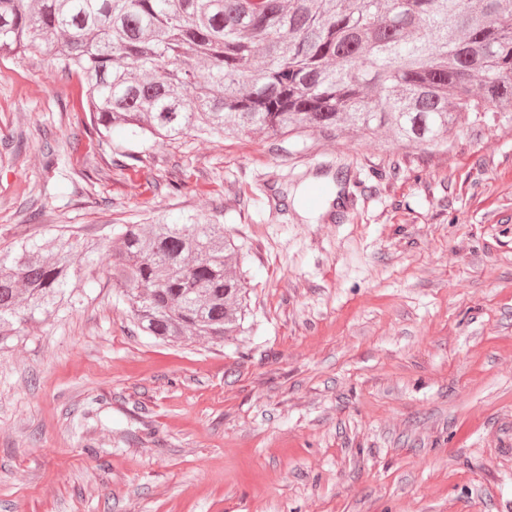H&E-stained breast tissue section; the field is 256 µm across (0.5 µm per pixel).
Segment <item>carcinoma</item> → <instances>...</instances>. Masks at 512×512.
Here are the masks:
<instances>
[{
	"instance_id": "carcinoma-1",
	"label": "carcinoma",
	"mask_w": 512,
	"mask_h": 512,
	"mask_svg": "<svg viewBox=\"0 0 512 512\" xmlns=\"http://www.w3.org/2000/svg\"><path fill=\"white\" fill-rule=\"evenodd\" d=\"M78 76L90 137H269L388 127L441 148L456 115L512 112V0H0V55ZM108 269L137 328L168 343L244 330L248 282L224 225L122 224ZM64 233L0 252V345L71 297Z\"/></svg>"
}]
</instances>
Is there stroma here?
<instances>
[{
    "mask_svg": "<svg viewBox=\"0 0 512 512\" xmlns=\"http://www.w3.org/2000/svg\"><path fill=\"white\" fill-rule=\"evenodd\" d=\"M77 85L0 56V249L205 215L250 314L163 343L88 280L27 324L0 349V512H512V112L434 151L242 133L119 170Z\"/></svg>",
    "mask_w": 512,
    "mask_h": 512,
    "instance_id": "obj_1",
    "label": "stroma"
}]
</instances>
